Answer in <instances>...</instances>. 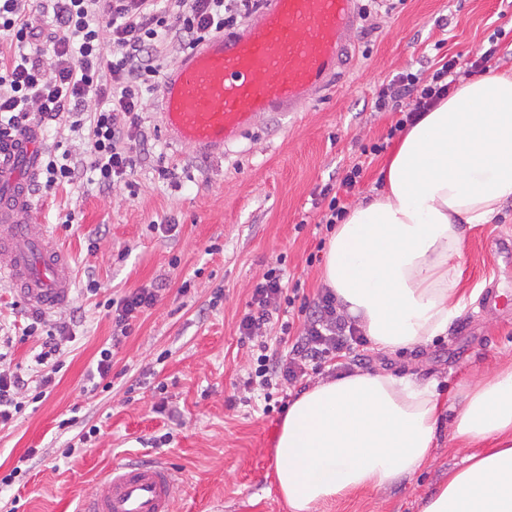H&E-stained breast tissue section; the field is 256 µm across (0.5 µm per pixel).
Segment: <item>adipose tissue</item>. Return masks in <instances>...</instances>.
Masks as SVG:
<instances>
[{
    "instance_id": "ef3b65f1",
    "label": "adipose tissue",
    "mask_w": 512,
    "mask_h": 512,
    "mask_svg": "<svg viewBox=\"0 0 512 512\" xmlns=\"http://www.w3.org/2000/svg\"><path fill=\"white\" fill-rule=\"evenodd\" d=\"M512 200V72L461 79L407 127L381 186L333 228L322 268L373 349L445 335L466 307L462 227L489 224ZM446 407L434 384L373 371L323 379L289 406L274 448L291 512L384 489L429 464ZM454 434L470 455L422 512H512V364L462 392Z\"/></svg>"
}]
</instances>
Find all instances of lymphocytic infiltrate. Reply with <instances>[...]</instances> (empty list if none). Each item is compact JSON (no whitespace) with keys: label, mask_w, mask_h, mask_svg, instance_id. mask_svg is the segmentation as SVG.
I'll return each instance as SVG.
<instances>
[{"label":"lymphocytic infiltrate","mask_w":512,"mask_h":512,"mask_svg":"<svg viewBox=\"0 0 512 512\" xmlns=\"http://www.w3.org/2000/svg\"><path fill=\"white\" fill-rule=\"evenodd\" d=\"M52 12L55 29L49 36L51 58H43L33 42L37 37L30 5ZM259 0H0V36L15 45L0 54V143L14 138L31 124L69 121L72 131H86L87 156L71 151L43 161L45 190L84 179L108 193L130 175L139 154L131 131L139 124L142 87H154L163 68L166 45L188 49L210 36L233 29ZM112 34V49L104 51L101 28ZM462 75L457 57L431 74L405 70L380 86L374 101L378 112H395L393 132L404 131L429 111ZM102 105L86 111L88 96ZM154 288H138L112 302V323L128 336L134 321L152 307ZM298 307L301 326L285 321L281 331L290 339L285 355L269 353L262 330L283 308ZM240 341L257 353L256 367L244 381L271 391L295 383L323 367L345 369L363 365L368 340L355 322L339 309L331 289L315 299L297 301L287 292L279 269H269L251 298L239 325Z\"/></svg>","instance_id":"f902f5d3"}]
</instances>
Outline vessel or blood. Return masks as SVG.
<instances>
[{"instance_id": "b4317fda", "label": "vessel or blood", "mask_w": 512, "mask_h": 512, "mask_svg": "<svg viewBox=\"0 0 512 512\" xmlns=\"http://www.w3.org/2000/svg\"><path fill=\"white\" fill-rule=\"evenodd\" d=\"M357 0H264L241 29L186 52L161 85V126L173 144L216 151L266 112H301L338 77L355 43ZM38 127L0 144V279L29 305L66 304V253L33 224ZM173 471L159 461L114 466L79 512H173Z\"/></svg>"}]
</instances>
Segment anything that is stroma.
I'll return each mask as SVG.
<instances>
[{"mask_svg": "<svg viewBox=\"0 0 512 512\" xmlns=\"http://www.w3.org/2000/svg\"><path fill=\"white\" fill-rule=\"evenodd\" d=\"M356 48L339 87L304 112H267L223 154L171 144L161 125L159 91H144L140 114L148 145L130 184L98 193L80 181L34 196L33 223L70 259V303L45 314V327L14 341L0 367L31 377V353L80 308L82 322L62 344L63 368L40 401H25L0 430V512H78L113 466L132 458L173 469L175 512H290L277 490L273 444L283 414L264 412L263 394L243 390L251 367L239 343V320L264 273L315 298L323 286L315 252L329 232L316 204L321 189L363 167L345 205L380 187L385 141L398 115L373 109L380 85L398 72L436 67L448 56L512 69V0H361ZM168 168L170 178L159 177ZM175 225L165 233L164 225ZM97 250H88L89 239ZM461 288L474 296L446 335L394 353L372 352L370 370L436 380L450 414L436 434L432 461L398 484L319 504L315 512H420L422 499L475 453L453 437L460 386L512 363V306H491L485 291L512 292V202L491 224L464 227ZM92 272L97 294L85 290ZM189 293H181L183 282ZM156 303L128 337L112 341L104 309L145 286ZM222 300H215L216 291ZM112 350V386L90 390L101 348ZM168 400L170 413L153 407ZM73 426H66V419ZM98 429L93 447L67 455L73 437ZM169 435L159 443L160 435Z\"/></svg>", "mask_w": 512, "mask_h": 512, "instance_id": "1", "label": "stroma"}]
</instances>
